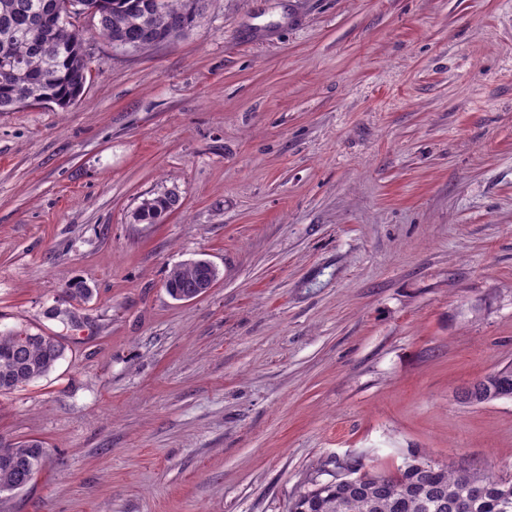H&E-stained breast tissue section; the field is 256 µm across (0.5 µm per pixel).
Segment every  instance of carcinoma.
Instances as JSON below:
<instances>
[{
    "label": "carcinoma",
    "mask_w": 512,
    "mask_h": 512,
    "mask_svg": "<svg viewBox=\"0 0 512 512\" xmlns=\"http://www.w3.org/2000/svg\"><path fill=\"white\" fill-rule=\"evenodd\" d=\"M64 0H0V61L17 65L16 74L0 80V112L38 105L43 99L64 109L79 99L91 77L84 32L55 20ZM82 0L99 17L100 32L129 48L173 41L191 31L205 13L207 0ZM180 207L175 189L156 194L138 207L137 223L156 224ZM206 270L185 263L175 266L165 284L175 300L192 299ZM63 302L72 306L90 299L92 290L81 280L63 288ZM64 355L54 336L43 332L0 334V393H10L46 376ZM512 393V362L470 384L468 403L496 401L494 393ZM10 461L0 456V493L27 486L45 456L37 439L15 443ZM460 501L468 512H512V477L489 470H458L429 464L424 458L396 474L364 471L351 482L345 474L315 481L289 502L288 512H457Z\"/></svg>",
    "instance_id": "cac0c4a2"
}]
</instances>
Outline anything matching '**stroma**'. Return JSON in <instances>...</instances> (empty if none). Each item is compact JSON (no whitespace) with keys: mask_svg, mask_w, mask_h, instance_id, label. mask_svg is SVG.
Returning <instances> with one entry per match:
<instances>
[{"mask_svg":"<svg viewBox=\"0 0 512 512\" xmlns=\"http://www.w3.org/2000/svg\"><path fill=\"white\" fill-rule=\"evenodd\" d=\"M80 22L81 98L0 112V331L65 347L0 396V441L46 448L0 512H287L416 456L512 474V399H460L512 361V0H209L143 51ZM198 258L218 284L172 299ZM180 195L174 189L156 194L149 202L141 204L133 215L137 223L156 224L180 207ZM194 266H187V264L183 263L175 266L168 274L165 285H168L166 288L167 293L175 300H182L184 297L190 300L195 297L198 293V287L203 278L206 277L207 273L204 268L210 270L208 278L201 283V295L208 293L212 288H214L218 282V276L215 275L216 267L215 265L206 259H199L194 262ZM173 285V286H169ZM183 300V301H185Z\"/></svg>","mask_w":512,"mask_h":512,"instance_id":"stroma-1","label":"stroma"}]
</instances>
